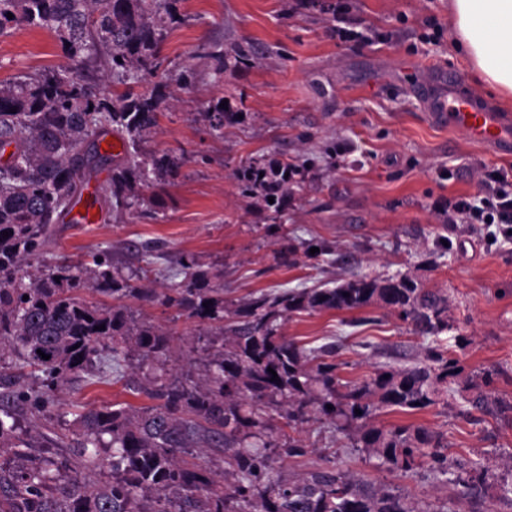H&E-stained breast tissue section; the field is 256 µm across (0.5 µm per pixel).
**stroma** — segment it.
Returning a JSON list of instances; mask_svg holds the SVG:
<instances>
[{
  "instance_id": "stroma-1",
  "label": "stroma",
  "mask_w": 512,
  "mask_h": 512,
  "mask_svg": "<svg viewBox=\"0 0 512 512\" xmlns=\"http://www.w3.org/2000/svg\"><path fill=\"white\" fill-rule=\"evenodd\" d=\"M330 0H172L174 18L159 45L163 69L195 73L191 85L165 87L170 107L148 137V151L184 153L173 184L143 188L159 198L150 212L116 213L109 207L108 170L91 179L98 221L53 225L42 257L84 261L110 248L116 264L145 266L144 244L159 243L167 264L194 255L220 274L224 296L239 299L277 288L333 286L361 277L410 276L448 295L453 325L442 342L459 369L447 401L422 410L383 408L376 425L422 426L448 442V460L478 461L490 478L481 499L459 505L454 487L427 466L403 473L380 465L348 439L312 422L301 431L307 451L275 463L274 475L294 480L334 462L337 468L376 486L406 494L424 512H512L500 481L512 480V408L480 420L467 419L469 399L484 388L481 371L493 373V397L512 405V239L497 224H449L437 205L478 192L486 167H512L461 133L429 121L407 85L426 65L454 70L465 88L500 102L495 88L474 82L465 50L454 42L449 0H341L361 42L331 38ZM443 34L431 39L433 28ZM229 60L217 71L213 52ZM57 36L21 26L0 35V81L66 65ZM240 113L213 133L203 113L218 101ZM287 154L306 179L292 188L281 214L258 209L234 178L242 162ZM281 233L331 244L346 263L299 256L279 265ZM448 239L435 252L436 236ZM287 336L309 347L339 337L336 362L343 379L359 381L377 368L421 359L424 341L384 308L292 315ZM87 409L108 404L147 405L119 383L91 386L76 380L62 395ZM45 450L71 457L74 437L56 410L29 420Z\"/></svg>"
}]
</instances>
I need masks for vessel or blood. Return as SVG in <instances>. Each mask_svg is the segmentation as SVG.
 <instances>
[{
  "mask_svg": "<svg viewBox=\"0 0 512 512\" xmlns=\"http://www.w3.org/2000/svg\"><path fill=\"white\" fill-rule=\"evenodd\" d=\"M408 91L421 99L432 122L464 131L471 142L494 154H512V115L489 103L478 104L453 70H436Z\"/></svg>",
  "mask_w": 512,
  "mask_h": 512,
  "instance_id": "obj_1",
  "label": "vessel or blood"
}]
</instances>
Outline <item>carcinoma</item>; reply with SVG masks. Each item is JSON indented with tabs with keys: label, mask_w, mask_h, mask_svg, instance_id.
I'll return each mask as SVG.
<instances>
[{
	"label": "carcinoma",
	"mask_w": 512,
	"mask_h": 512,
	"mask_svg": "<svg viewBox=\"0 0 512 512\" xmlns=\"http://www.w3.org/2000/svg\"><path fill=\"white\" fill-rule=\"evenodd\" d=\"M168 2L0 0L1 35L24 25L47 29L69 60L61 70L0 81V142L14 147L0 163V448L15 449L12 465L0 464V512H424L404 493L364 483L334 465L294 481L274 478L271 469L276 460L305 452L294 434L316 421L396 469L411 472L425 458L447 475L448 444L440 436L372 422L382 407L436 404L456 374L438 344L453 329L447 295L402 276L226 301L224 286L192 255L181 256L170 273L179 282L163 292L136 285L149 270L126 274L107 249L92 254L90 263L38 261L52 225L70 212L91 170L112 160L101 147L103 137L116 134L124 147L108 182L112 210L157 206V198L140 195L138 186L177 177L181 157L141 149L159 126L166 95L158 85L131 91L161 67L158 48L173 20ZM111 81L130 90L111 94ZM231 116L219 107L203 113L217 133ZM300 175L286 160L263 158L236 173L241 192L275 213ZM283 239L280 263L296 264L301 249L310 253L312 245L286 234ZM86 290L174 308L204 331L177 343L169 330L126 305L87 302L81 297ZM369 305L409 323L427 341L423 359L345 381L339 365L327 361L335 346L306 349L283 331L294 313ZM76 379L123 380L156 404L79 413L72 459L30 460L35 438L16 408L35 414L55 406L65 417L59 393ZM468 404L490 414L503 408L484 394ZM214 454L224 464L218 479ZM104 469L109 477L97 478ZM485 475L476 461L453 474L457 499L478 497Z\"/></svg>",
	"instance_id": "obj_1"
}]
</instances>
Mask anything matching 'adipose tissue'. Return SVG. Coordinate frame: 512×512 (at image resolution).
I'll return each instance as SVG.
<instances>
[{"label":"adipose tissue","mask_w":512,"mask_h":512,"mask_svg":"<svg viewBox=\"0 0 512 512\" xmlns=\"http://www.w3.org/2000/svg\"><path fill=\"white\" fill-rule=\"evenodd\" d=\"M452 8L476 81L512 95V0H453Z\"/></svg>","instance_id":"adipose-tissue-1"}]
</instances>
